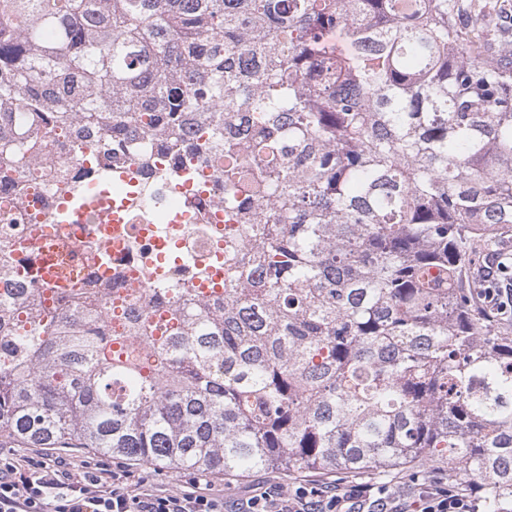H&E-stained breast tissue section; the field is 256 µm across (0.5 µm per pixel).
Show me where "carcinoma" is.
<instances>
[{"instance_id": "cac0c4a2", "label": "carcinoma", "mask_w": 512, "mask_h": 512, "mask_svg": "<svg viewBox=\"0 0 512 512\" xmlns=\"http://www.w3.org/2000/svg\"><path fill=\"white\" fill-rule=\"evenodd\" d=\"M487 7L0 0V189L45 139L104 137L224 157L226 222L219 291L151 288L115 325L0 300V437L231 476L429 461L502 512L512 336L467 276L512 224V41Z\"/></svg>"}]
</instances>
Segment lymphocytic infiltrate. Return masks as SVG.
<instances>
[{
  "label": "lymphocytic infiltrate",
  "mask_w": 512,
  "mask_h": 512,
  "mask_svg": "<svg viewBox=\"0 0 512 512\" xmlns=\"http://www.w3.org/2000/svg\"><path fill=\"white\" fill-rule=\"evenodd\" d=\"M472 491L435 478L404 493L387 483L309 479L256 486L234 503L235 512H480ZM0 512H224V499L202 474L182 489L158 488L150 466L120 462L74 468L64 454L0 457Z\"/></svg>",
  "instance_id": "1"
}]
</instances>
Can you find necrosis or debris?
I'll return each mask as SVG.
<instances>
[{
	"mask_svg": "<svg viewBox=\"0 0 512 512\" xmlns=\"http://www.w3.org/2000/svg\"><path fill=\"white\" fill-rule=\"evenodd\" d=\"M210 166L193 162L186 178L138 164H104L99 143L74 155L69 140L51 144L31 167L22 197L0 191V239L37 280L40 261L79 278L84 292L113 282L141 290L157 278L182 286L192 268L220 269L224 218Z\"/></svg>",
	"mask_w": 512,
	"mask_h": 512,
	"instance_id": "necrosis-or-debris-1",
	"label": "necrosis or debris"
}]
</instances>
